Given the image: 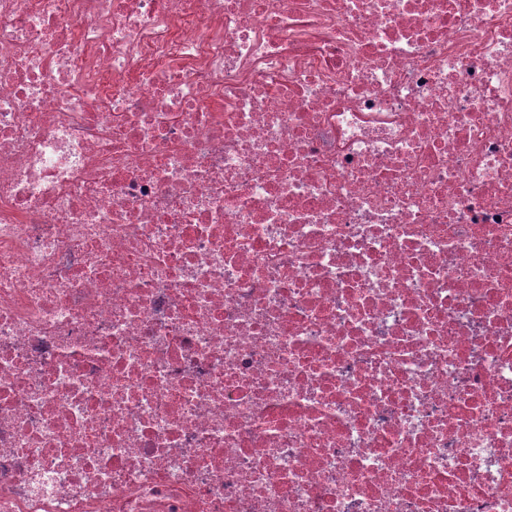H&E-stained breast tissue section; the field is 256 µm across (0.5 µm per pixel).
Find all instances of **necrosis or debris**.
Masks as SVG:
<instances>
[{"mask_svg":"<svg viewBox=\"0 0 512 512\" xmlns=\"http://www.w3.org/2000/svg\"><path fill=\"white\" fill-rule=\"evenodd\" d=\"M0 512H512V0H0Z\"/></svg>","mask_w":512,"mask_h":512,"instance_id":"4bbe7bcc","label":"necrosis or debris"}]
</instances>
